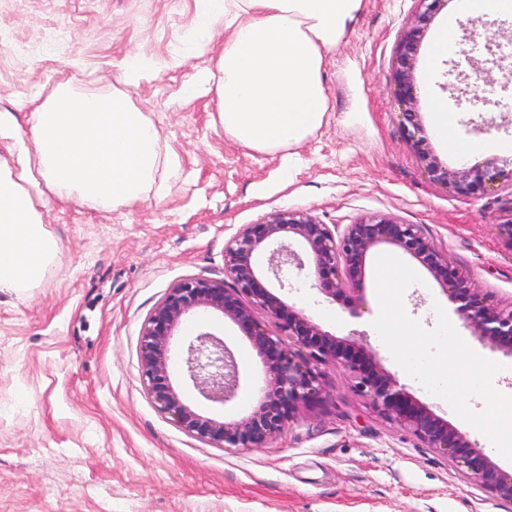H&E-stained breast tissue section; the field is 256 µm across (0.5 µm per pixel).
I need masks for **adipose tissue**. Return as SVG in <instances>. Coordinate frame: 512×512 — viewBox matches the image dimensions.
<instances>
[{"instance_id": "ef3b65f1", "label": "adipose tissue", "mask_w": 512, "mask_h": 512, "mask_svg": "<svg viewBox=\"0 0 512 512\" xmlns=\"http://www.w3.org/2000/svg\"><path fill=\"white\" fill-rule=\"evenodd\" d=\"M363 0H224V48L203 77L226 135L272 154L301 146L323 124L328 56ZM32 146L17 170H0V289L40 280L57 256L28 184L101 212L142 199L155 184L160 136L123 95L61 86L36 105Z\"/></svg>"}]
</instances>
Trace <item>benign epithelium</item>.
<instances>
[{
  "mask_svg": "<svg viewBox=\"0 0 512 512\" xmlns=\"http://www.w3.org/2000/svg\"><path fill=\"white\" fill-rule=\"evenodd\" d=\"M416 15L397 46L394 95L408 140L420 150L429 179L461 196L483 195L497 182H512L509 161L450 168L422 150L425 141L414 110L413 63L424 28L439 0H420ZM469 30L484 31L487 54L500 71L512 62L498 56L502 28L480 17L468 20ZM494 83L484 68L456 97L478 112H492L498 102L483 96ZM387 245L420 263L439 284L464 327L484 346L512 356V305L502 307L455 269L448 254L431 241L420 224L388 218H361L352 224H322L292 209L279 210L257 224H244L224 242V274L231 280L185 278L168 289L140 331L139 360L146 391L160 412L184 433L224 448H264L282 434L299 409L324 397L320 366L331 363L349 377L355 392L366 397L378 415L411 432L426 448L441 454L461 474L477 480L498 498L512 502V473L507 474L467 433L411 396L395 374L366 346L323 330L304 309L283 301L262 282L269 275L281 290L292 288L289 274L312 281L331 300L348 296L365 302V269L369 254ZM199 312L234 322L263 358L269 380L252 410L237 420L202 415L188 405L171 380V342L184 322ZM187 372L209 401L225 403L235 394L238 372L234 356L214 330L205 328L186 346Z\"/></svg>",
  "mask_w": 512,
  "mask_h": 512,
  "instance_id": "obj_1",
  "label": "benign epithelium"
}]
</instances>
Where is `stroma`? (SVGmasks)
Here are the masks:
<instances>
[{
	"mask_svg": "<svg viewBox=\"0 0 512 512\" xmlns=\"http://www.w3.org/2000/svg\"><path fill=\"white\" fill-rule=\"evenodd\" d=\"M459 4L437 10L413 72L426 148L452 168L456 155L430 127L437 102L452 112L456 140L481 144L480 158L512 156V99L484 130L454 100L450 67L473 75L483 54L455 48L425 67L435 31ZM418 8V0H364L324 65L327 117L286 156L241 146L218 121L215 93H186L224 46L223 25L202 28L204 17L222 15L224 0H0V113L13 114L24 138L32 136L31 101L65 85L128 95L158 129L162 152L177 156L176 166L160 165L156 190L108 213L30 189L58 256L36 283L0 291V512H512L382 419L334 365L322 367V402L251 449L187 435L156 409L140 378V330L168 289L190 277L223 279L225 241L284 208L324 224L386 216L423 225L452 265L512 304V248L499 230L512 219V183L475 198L449 194L428 179L401 131L394 51ZM131 62L141 69L133 86L122 78ZM418 275L403 304L431 330L436 307L449 315L454 307L426 270ZM365 288L357 317L306 283L280 297L337 337L370 347L413 397L512 473V460L394 361L372 326L379 304L371 260ZM198 329L190 318L173 339V383L196 411L239 418L266 383L263 360L224 322L239 386L231 400L210 402L183 371L182 347Z\"/></svg>",
	"mask_w": 512,
	"mask_h": 512,
	"instance_id": "obj_1",
	"label": "stroma"
}]
</instances>
